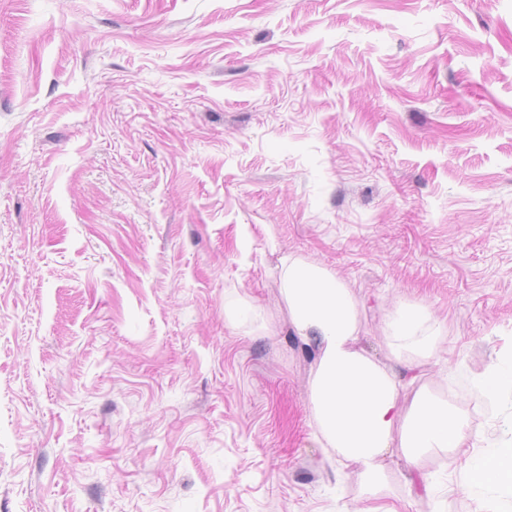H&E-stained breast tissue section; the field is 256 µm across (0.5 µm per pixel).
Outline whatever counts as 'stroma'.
Wrapping results in <instances>:
<instances>
[{
    "instance_id": "35a3bbf8",
    "label": "stroma",
    "mask_w": 512,
    "mask_h": 512,
    "mask_svg": "<svg viewBox=\"0 0 512 512\" xmlns=\"http://www.w3.org/2000/svg\"><path fill=\"white\" fill-rule=\"evenodd\" d=\"M447 400L512 352V0H0V512H354L280 259ZM512 445V394L471 406ZM410 512H512L423 457Z\"/></svg>"
}]
</instances>
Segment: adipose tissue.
<instances>
[{
  "mask_svg": "<svg viewBox=\"0 0 512 512\" xmlns=\"http://www.w3.org/2000/svg\"><path fill=\"white\" fill-rule=\"evenodd\" d=\"M281 280L299 336L316 352L310 381L315 432L331 448L340 469L351 470L366 493H374L394 457L413 462L437 453L463 458L470 490L488 502L512 500V448L493 453L496 468L484 472V457L471 454L476 437L462 410L468 399L492 405L512 392V354L499 357L457 402L415 390L420 364H440L443 327L421 307L397 309L386 322L392 363L361 348L356 300L323 267L283 259ZM413 399H406L407 390Z\"/></svg>",
  "mask_w": 512,
  "mask_h": 512,
  "instance_id": "obj_1",
  "label": "adipose tissue"
}]
</instances>
